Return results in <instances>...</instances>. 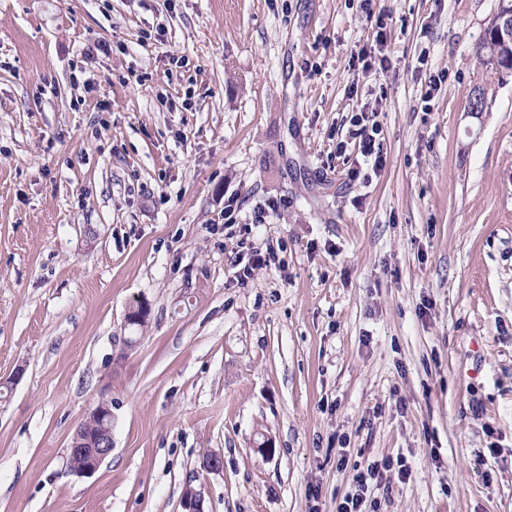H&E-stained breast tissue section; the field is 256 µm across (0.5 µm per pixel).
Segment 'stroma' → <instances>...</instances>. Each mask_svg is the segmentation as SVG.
<instances>
[{
  "label": "stroma",
  "mask_w": 512,
  "mask_h": 512,
  "mask_svg": "<svg viewBox=\"0 0 512 512\" xmlns=\"http://www.w3.org/2000/svg\"><path fill=\"white\" fill-rule=\"evenodd\" d=\"M498 7L0 0V512H182L188 485L205 512H336L387 455L411 476L375 512H512V77L466 115ZM379 12L391 65L352 70ZM230 197L287 202L243 285ZM103 398L112 453L67 476ZM378 118V112L373 109L371 112H359L351 116L350 135L358 139L359 154L363 157L365 164L371 163V170L377 176L386 166V157L379 136L382 127Z\"/></svg>",
  "instance_id": "1"
}]
</instances>
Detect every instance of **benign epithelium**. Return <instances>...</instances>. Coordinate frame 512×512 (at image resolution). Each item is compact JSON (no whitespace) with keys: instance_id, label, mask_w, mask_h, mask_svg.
Returning a JSON list of instances; mask_svg holds the SVG:
<instances>
[{"instance_id":"1","label":"benign epithelium","mask_w":512,"mask_h":512,"mask_svg":"<svg viewBox=\"0 0 512 512\" xmlns=\"http://www.w3.org/2000/svg\"><path fill=\"white\" fill-rule=\"evenodd\" d=\"M487 29L494 33L495 42L512 48V6L501 5ZM89 416L96 417V430L92 433L87 431V423L84 422L70 441L64 473L71 477L93 476L103 460L112 453V402L104 399L99 401L89 411ZM181 503L183 512H205L204 496L192 486L183 493Z\"/></svg>"}]
</instances>
